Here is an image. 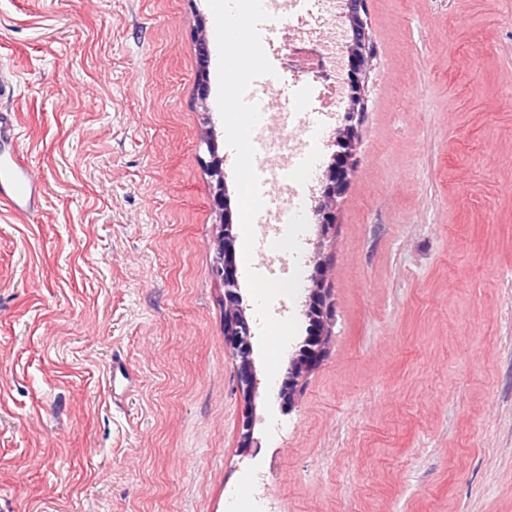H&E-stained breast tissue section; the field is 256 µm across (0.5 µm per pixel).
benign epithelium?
I'll list each match as a JSON object with an SVG mask.
<instances>
[{"instance_id": "benign-epithelium-1", "label": "benign epithelium", "mask_w": 512, "mask_h": 512, "mask_svg": "<svg viewBox=\"0 0 512 512\" xmlns=\"http://www.w3.org/2000/svg\"><path fill=\"white\" fill-rule=\"evenodd\" d=\"M345 17L352 33L346 45L347 64L344 84L347 89V107L342 124L335 132L331 162L319 192L313 198V215L321 231L336 223L338 199L345 193L357 164L359 144L358 126L364 106V78L371 66L373 49L367 32L366 0H346ZM204 31V21H199L193 32V42L200 61L197 75V95L207 99L209 93L208 66L210 52ZM210 154L208 170L215 181L214 206L219 217L216 225V257L214 274L224 285V346L233 356L237 369V390L245 403L239 422V446L245 451L254 447L253 406L258 381L252 358V328L246 317L239 293L237 265L234 256L235 237L232 233L233 216L227 203L224 184L223 159L217 153V134L209 127L206 137ZM312 287L305 302L304 315L311 324L309 333L291 358L278 398L286 409H291L304 378L323 361L332 338V306L328 289L324 287L326 268L316 259L310 275Z\"/></svg>"}]
</instances>
